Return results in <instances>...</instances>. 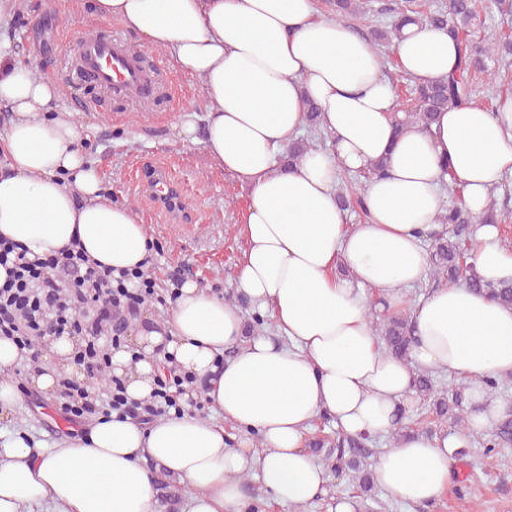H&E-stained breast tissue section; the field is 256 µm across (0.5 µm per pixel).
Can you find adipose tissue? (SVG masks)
<instances>
[{
	"mask_svg": "<svg viewBox=\"0 0 512 512\" xmlns=\"http://www.w3.org/2000/svg\"><path fill=\"white\" fill-rule=\"evenodd\" d=\"M148 46L201 80L208 103L204 150L248 187L246 248L235 291L270 314L276 337L245 338L231 301L183 284L169 316L136 333V352H112L130 399L150 396L159 363L207 382L222 422L192 411L148 425L97 418L88 432L50 447L0 438V512L54 501L59 512H165L153 467L196 490L191 512H248L252 478L279 505L323 501L327 512H362L333 491L309 454L312 421L332 416L344 433L396 436L373 464L395 497L429 505L446 493L468 435L493 428L508 407L486 381L512 375V307L464 285L430 290L412 312L407 359L389 355L371 326L367 292L397 309L404 287L429 268L426 239L441 231L446 182L462 190L476 226L467 264L487 281L512 280V250L481 223L493 191L512 175V98L499 111L472 105L439 113L429 128L396 132V93L385 60L315 0H92ZM397 69L427 83L448 76L457 46L446 31L408 25L392 47ZM54 84L14 61L0 39V103L14 114L0 137V236L30 255L79 242L114 272L139 268L149 238L134 212L113 204L81 148L86 138L59 110ZM321 111L326 147L296 164L283 158L305 124V100ZM385 161L383 176L372 175ZM360 173L368 219L350 224L337 200L343 173ZM223 367H216L219 354ZM450 372L469 387L466 433L404 429L417 374ZM241 436L229 446L225 422Z\"/></svg>",
	"mask_w": 512,
	"mask_h": 512,
	"instance_id": "obj_1",
	"label": "adipose tissue"
}]
</instances>
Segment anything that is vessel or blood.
I'll list each match as a JSON object with an SVG mask.
<instances>
[{
	"label": "vessel or blood",
	"mask_w": 512,
	"mask_h": 512,
	"mask_svg": "<svg viewBox=\"0 0 512 512\" xmlns=\"http://www.w3.org/2000/svg\"><path fill=\"white\" fill-rule=\"evenodd\" d=\"M84 74L99 86L114 92H131L142 96L153 88L145 71L112 39L95 37L79 50Z\"/></svg>",
	"instance_id": "obj_1"
}]
</instances>
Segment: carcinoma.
Instances as JSON below:
<instances>
[{"label":"carcinoma","instance_id":"obj_1","mask_svg":"<svg viewBox=\"0 0 512 512\" xmlns=\"http://www.w3.org/2000/svg\"><path fill=\"white\" fill-rule=\"evenodd\" d=\"M477 7V0H449L448 6L423 13L416 8L415 0H398L389 9L393 19L372 31L370 42L376 47H382L397 39L404 25L425 23L448 32L459 48L457 68L448 79L419 84L410 90L409 102L397 103L396 111L404 113V117L396 119L397 130H402L404 125L410 123L427 127L438 113L453 106L476 102L472 73L477 70L488 73L495 82L491 94L481 103L487 111H498L505 100L512 96V81L488 67V62L498 61L500 50L512 54V0H490L489 8L499 15L500 27L483 39L480 45L474 40L475 22L479 19ZM363 12V0H335L333 3V16L338 21L356 18ZM304 112L306 126L313 130V138L293 142L288 149L290 164L297 162L309 149L320 146L325 139L320 125L319 107L308 100ZM448 197V206L439 218V223L448 227V234L441 233L428 240L432 257L430 276L450 283L462 281L477 292L512 307L511 280L491 282L467 274V266L462 263L460 240L468 225L473 223V216L463 206L460 191L451 184L448 185ZM338 202L344 210L366 214L362 189L353 180L347 178L343 181L339 188ZM370 319L385 349L396 357L407 358L413 340L411 316L404 312L381 317L372 311ZM415 390L420 398L432 402L436 421L448 423L457 431L466 429L468 410L463 406V387L439 389L432 375L422 373L415 380ZM369 443L371 440L367 438L351 437L338 432L336 441L328 445L316 441L313 448L322 453L321 462L327 468L338 474L350 475L361 493L369 496L373 490V478L364 465V459L369 455ZM474 443L483 448V456L488 460L498 455L500 449L511 446L512 415L503 417L488 436L477 438ZM156 487L162 502L167 505L166 512H179V486L162 473L157 477Z\"/></svg>","mask_w":512,"mask_h":512}]
</instances>
